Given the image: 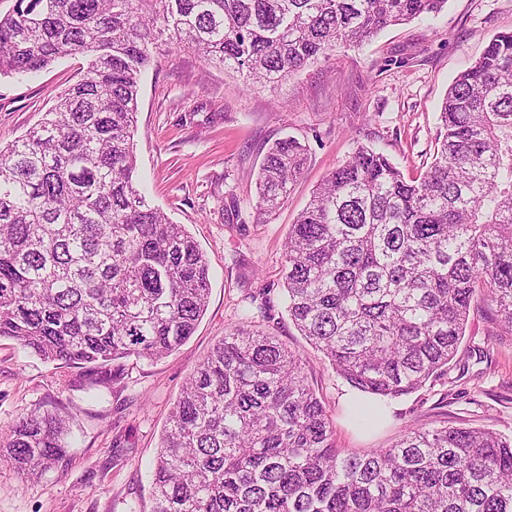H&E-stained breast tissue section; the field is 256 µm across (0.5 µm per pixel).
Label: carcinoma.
<instances>
[{
	"instance_id": "cac0c4a2",
	"label": "carcinoma",
	"mask_w": 512,
	"mask_h": 512,
	"mask_svg": "<svg viewBox=\"0 0 512 512\" xmlns=\"http://www.w3.org/2000/svg\"><path fill=\"white\" fill-rule=\"evenodd\" d=\"M447 0H15L0 75L81 56L86 76L0 146V338L107 387L121 361L160 359L207 309L209 266L136 180L140 81L162 43L276 84ZM439 148L407 179L361 147L316 188L285 237L288 316L360 393L411 394L448 370L477 292L512 334V33L452 82ZM307 160L268 150L256 208L271 215ZM63 419H20L0 463L60 470ZM152 512H512V438L410 425L388 448L336 447L301 357L231 329L171 407Z\"/></svg>"
}]
</instances>
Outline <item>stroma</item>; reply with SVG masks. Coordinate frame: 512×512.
<instances>
[{"mask_svg":"<svg viewBox=\"0 0 512 512\" xmlns=\"http://www.w3.org/2000/svg\"><path fill=\"white\" fill-rule=\"evenodd\" d=\"M512 32V0H448L437 16L391 26L360 47L341 46L272 86H244L236 73L190 51L160 48L145 71L135 135L147 200L185 225L210 267L207 310L178 350L129 359L111 388L89 391L75 370L44 362L0 338V442L31 413L69 421L63 471L21 478L0 464V512H150V468L170 408L225 331L251 316L300 354L333 425L337 447L386 448L406 425L488 428L512 437V336L493 335L485 308L470 313L456 362L444 376L391 399L390 419L351 424L350 387L293 325L285 309L283 243L313 190L367 145L405 176L423 173L440 135L438 115L454 78L497 34ZM84 58L0 77V144L26 134L67 88ZM306 145L305 171L270 218L255 209V178L275 141ZM482 349L484 358L474 357Z\"/></svg>","mask_w":512,"mask_h":512,"instance_id":"35a3bbf8","label":"stroma"}]
</instances>
